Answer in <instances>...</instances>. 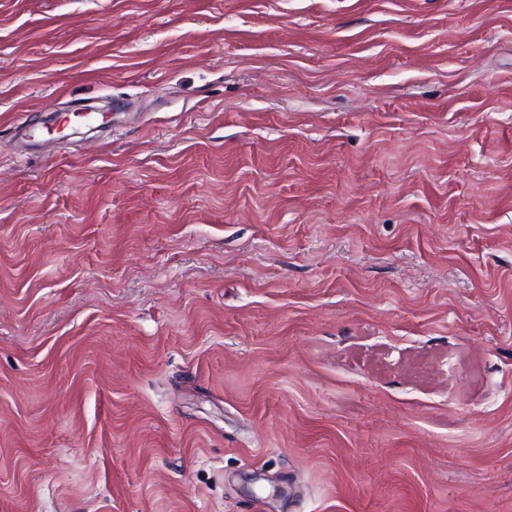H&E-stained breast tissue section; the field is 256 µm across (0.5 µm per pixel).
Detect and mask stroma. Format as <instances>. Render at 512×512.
<instances>
[{
  "mask_svg": "<svg viewBox=\"0 0 512 512\" xmlns=\"http://www.w3.org/2000/svg\"><path fill=\"white\" fill-rule=\"evenodd\" d=\"M0 512H512V0H0Z\"/></svg>",
  "mask_w": 512,
  "mask_h": 512,
  "instance_id": "obj_1",
  "label": "stroma"
}]
</instances>
